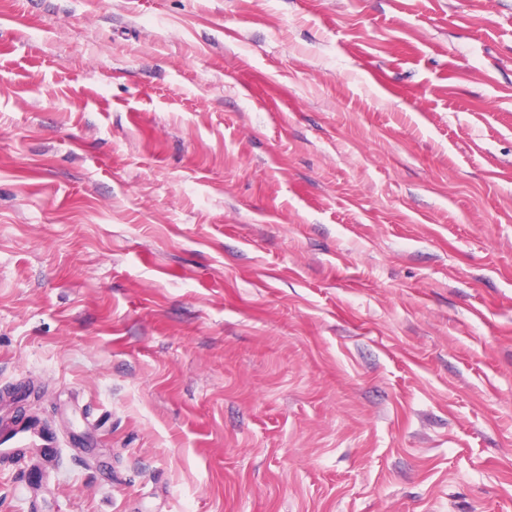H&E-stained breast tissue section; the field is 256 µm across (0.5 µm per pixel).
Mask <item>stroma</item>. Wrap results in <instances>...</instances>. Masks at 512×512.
Here are the masks:
<instances>
[{
  "instance_id": "stroma-1",
  "label": "stroma",
  "mask_w": 512,
  "mask_h": 512,
  "mask_svg": "<svg viewBox=\"0 0 512 512\" xmlns=\"http://www.w3.org/2000/svg\"><path fill=\"white\" fill-rule=\"evenodd\" d=\"M0 512H512V0H0Z\"/></svg>"
}]
</instances>
